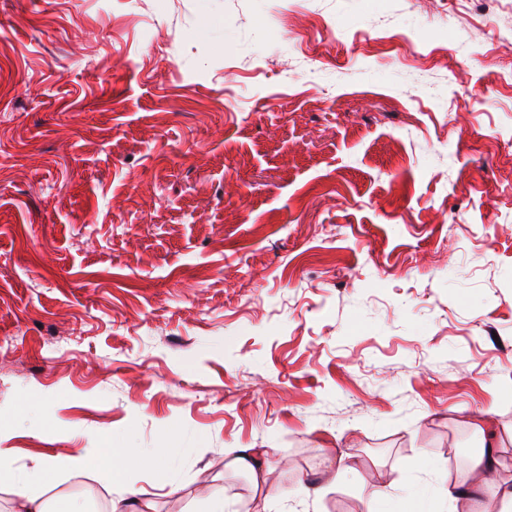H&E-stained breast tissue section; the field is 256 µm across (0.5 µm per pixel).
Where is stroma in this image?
<instances>
[{"label": "stroma", "mask_w": 512, "mask_h": 512, "mask_svg": "<svg viewBox=\"0 0 512 512\" xmlns=\"http://www.w3.org/2000/svg\"><path fill=\"white\" fill-rule=\"evenodd\" d=\"M0 424L169 449L150 512L512 486V0H0ZM497 466L498 461L494 446L489 443L488 448H482L473 462V469L478 473L480 478L476 481L460 485L454 492L449 491V494L446 489V495L449 497L448 511L456 512L455 503L459 499H463L473 505L475 510H471L472 512H486L487 510H483L482 508L483 487L493 479L497 471ZM225 455L232 456L229 464L246 471L251 479L255 493L259 499L267 496V468L265 456L267 452L260 448H228Z\"/></svg>", "instance_id": "35a3bbf8"}]
</instances>
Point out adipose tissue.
I'll return each instance as SVG.
<instances>
[{
	"label": "adipose tissue",
	"mask_w": 512,
	"mask_h": 512,
	"mask_svg": "<svg viewBox=\"0 0 512 512\" xmlns=\"http://www.w3.org/2000/svg\"><path fill=\"white\" fill-rule=\"evenodd\" d=\"M98 462L106 479L119 485L120 491L107 505V512H138L137 492L124 488L127 471L133 468L161 470L165 458L161 452H147L140 448L123 445L108 448H75L41 461L25 473H16L14 457L7 448H0V480L9 479L14 496L13 512H47L43 499L47 485L59 481L62 476L84 469L90 462ZM498 466L493 448H484L476 455L473 468L478 480L460 485L449 495L450 502L466 500L474 507V512H484L482 508L483 487L493 479Z\"/></svg>",
	"instance_id": "1"
}]
</instances>
